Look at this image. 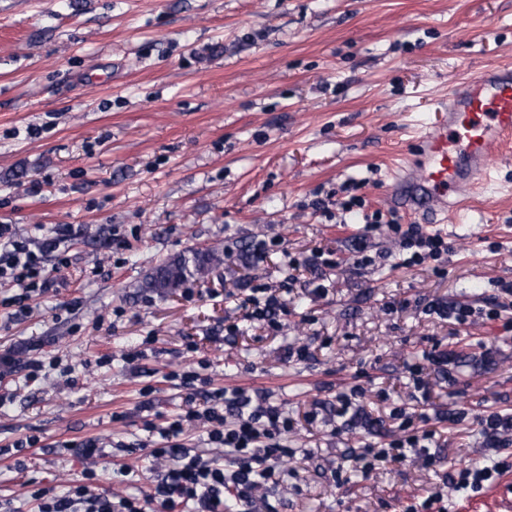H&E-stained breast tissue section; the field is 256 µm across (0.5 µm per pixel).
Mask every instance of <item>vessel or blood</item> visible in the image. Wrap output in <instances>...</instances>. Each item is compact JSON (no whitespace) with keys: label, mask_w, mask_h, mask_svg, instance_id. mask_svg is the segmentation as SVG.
Instances as JSON below:
<instances>
[{"label":"vessel or blood","mask_w":512,"mask_h":512,"mask_svg":"<svg viewBox=\"0 0 512 512\" xmlns=\"http://www.w3.org/2000/svg\"><path fill=\"white\" fill-rule=\"evenodd\" d=\"M512 137V65L482 71L448 93V117L423 123L412 174L394 193L406 211L481 188L489 147Z\"/></svg>","instance_id":"1"}]
</instances>
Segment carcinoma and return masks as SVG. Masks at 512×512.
<instances>
[{
    "label": "carcinoma",
    "instance_id": "carcinoma-1",
    "mask_svg": "<svg viewBox=\"0 0 512 512\" xmlns=\"http://www.w3.org/2000/svg\"><path fill=\"white\" fill-rule=\"evenodd\" d=\"M223 262L224 251L218 248L193 250L189 257H170L152 268L144 280L143 287L160 295L172 294L182 286L187 277H203L212 267Z\"/></svg>",
    "mask_w": 512,
    "mask_h": 512
}]
</instances>
